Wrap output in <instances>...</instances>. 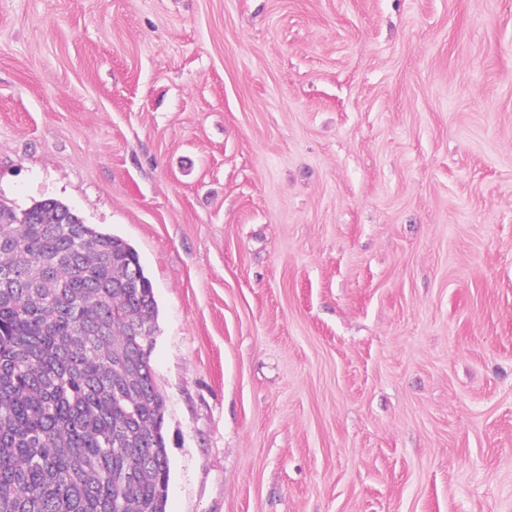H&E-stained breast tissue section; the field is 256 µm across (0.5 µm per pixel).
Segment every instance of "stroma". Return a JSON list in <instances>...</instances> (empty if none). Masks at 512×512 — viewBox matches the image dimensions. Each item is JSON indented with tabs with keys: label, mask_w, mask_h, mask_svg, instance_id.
Wrapping results in <instances>:
<instances>
[{
	"label": "stroma",
	"mask_w": 512,
	"mask_h": 512,
	"mask_svg": "<svg viewBox=\"0 0 512 512\" xmlns=\"http://www.w3.org/2000/svg\"><path fill=\"white\" fill-rule=\"evenodd\" d=\"M154 284L166 512H512V0H0V204Z\"/></svg>",
	"instance_id": "35a3bbf8"
}]
</instances>
